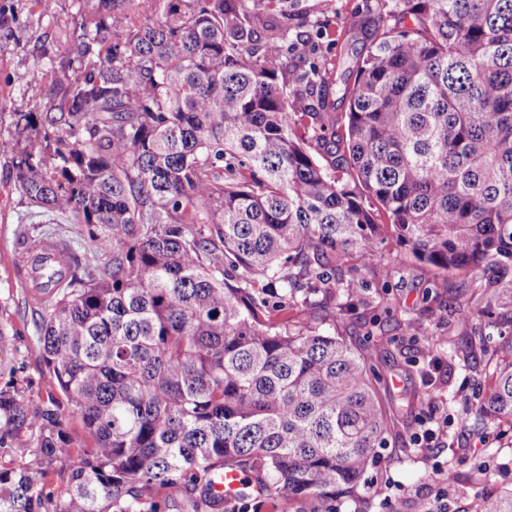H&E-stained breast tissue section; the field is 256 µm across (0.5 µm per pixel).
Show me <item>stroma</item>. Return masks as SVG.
<instances>
[{
    "mask_svg": "<svg viewBox=\"0 0 512 512\" xmlns=\"http://www.w3.org/2000/svg\"><path fill=\"white\" fill-rule=\"evenodd\" d=\"M378 19L376 0H298L287 24L291 31H307L318 53L332 57L338 70L353 65L365 54L370 40L346 32L352 14ZM81 14L80 0H0V139L15 133L17 114L43 111L52 80L65 74L76 77L79 62L68 59L71 34ZM53 238L70 246H87L84 227L62 215L34 216L28 200L17 188L11 164L0 154V331L12 336L17 349L14 371L0 372V385L14 382L32 396H43L54 380L37 344L34 322L37 304L28 299L13 279V267L21 254L19 241ZM378 275H354V300H342L327 327L337 334L361 339L356 319L364 315V301L386 288L391 306L381 316L377 337L388 352L376 365L382 394H413L411 405L393 410L394 428L386 447L377 449L376 460L361 483L360 495L340 512H477L482 500L512 488V426L477 423L472 405L485 390V379L497 361L501 347L512 343V310L495 309L492 319L474 322L468 334L483 340L476 359L463 363L441 351L443 367L432 385H424L414 337L456 339L454 290L460 277L447 287L434 288L436 272L416 261L395 236H388L378 252ZM447 406L448 437L434 453L422 452L412 435L429 401ZM451 465L456 473L448 485L447 501L434 495L435 467ZM491 474L490 480H471L474 466Z\"/></svg>",
    "mask_w": 512,
    "mask_h": 512,
    "instance_id": "1",
    "label": "stroma"
}]
</instances>
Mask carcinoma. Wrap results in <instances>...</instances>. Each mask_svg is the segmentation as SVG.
Wrapping results in <instances>:
<instances>
[{"label": "carcinoma", "instance_id": "1", "mask_svg": "<svg viewBox=\"0 0 512 512\" xmlns=\"http://www.w3.org/2000/svg\"><path fill=\"white\" fill-rule=\"evenodd\" d=\"M85 2L84 70L0 140L30 206L93 251L35 322L53 391L0 386V512H224L231 470L336 512L391 432L378 349L324 328L346 262L373 268L391 228L440 281L472 276L460 329L512 305V0H392L340 76L342 134L336 65L294 62L288 0ZM488 379L477 419L512 425V349Z\"/></svg>", "mask_w": 512, "mask_h": 512}]
</instances>
